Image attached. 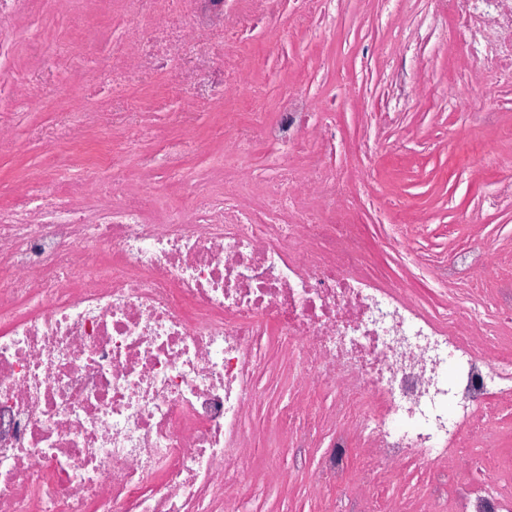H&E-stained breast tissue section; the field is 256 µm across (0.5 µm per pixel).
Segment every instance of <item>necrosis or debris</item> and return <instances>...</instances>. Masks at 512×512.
<instances>
[{"label": "necrosis or debris", "instance_id": "necrosis-or-debris-1", "mask_svg": "<svg viewBox=\"0 0 512 512\" xmlns=\"http://www.w3.org/2000/svg\"><path fill=\"white\" fill-rule=\"evenodd\" d=\"M117 2L140 22L88 80L166 76L196 105L239 99L262 64L243 50L256 35L277 48L336 23V0ZM394 2L378 46L389 77L341 161L333 100L290 85L277 112L225 123L223 179L192 182L172 206L109 179L152 138L153 100L57 113L53 138L97 129L103 148L77 179L38 173L0 208V512H248L242 473L260 444L247 420L267 395L271 344L286 365L263 445L287 442L299 463L318 452L315 498L408 512L394 486L414 466L427 512H512L495 451L512 413V250L470 240L427 255L428 227L412 219L378 241L362 230L364 213L400 208L376 178L380 134L416 98L431 42L462 50L478 76L442 100L512 139L474 101L481 84L512 90V0ZM259 145L272 169L248 166ZM471 154L498 175L488 207L512 210V154ZM394 246L432 308L378 262Z\"/></svg>", "mask_w": 512, "mask_h": 512}]
</instances>
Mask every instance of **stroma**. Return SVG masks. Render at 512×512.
Wrapping results in <instances>:
<instances>
[{
  "mask_svg": "<svg viewBox=\"0 0 512 512\" xmlns=\"http://www.w3.org/2000/svg\"><path fill=\"white\" fill-rule=\"evenodd\" d=\"M385 18L381 0H343L334 29H313L290 40L287 59L267 65L251 77L267 111H275L283 86L300 81L308 84L316 97L329 95L337 73L343 71L354 78L355 89L338 105L342 129L350 139L362 133L364 116L359 100L378 96L381 73L373 67L360 70L359 59L371 41L381 35ZM135 22V16L115 15L112 0H93L78 17L50 11L45 0H31L28 12L15 18L11 25L12 56L0 70V83H12L37 65L48 73L57 96L50 103L32 100L21 112L10 99L0 98V116L13 125L9 141L0 146V206L8 205L13 190L21 188L31 175L52 170L59 159H67L73 173H80V160L89 152L85 134L71 135L53 145L44 143L39 135L40 130L52 125L56 112L70 98L90 95L86 76L59 69L45 59L43 45L80 47L92 55L96 52L95 34ZM302 56L310 59V68L299 66ZM468 74L460 56L450 54L445 46L431 44L430 61L417 75L418 103L402 115L399 127L388 135L400 149L386 151L378 162L382 187L404 197L411 216L428 221V233L420 244L429 253L451 250L456 241L467 238L494 249H512V214L491 211L480 224L455 221L458 212L476 207L481 196L495 187L493 173L479 170L471 158L456 150V141L467 129L466 115L452 104L441 102L437 93L440 84ZM90 97L97 111L103 113L111 111L113 101L129 97L150 98L162 104L164 114L154 137L139 143L135 152L120 160L128 183L139 191L150 193L163 188L172 201H180L183 184H165L163 172L147 165L148 159L161 150L170 152L171 163L185 174L215 179L223 175L224 145L212 137L213 130L224 124L223 104L214 103L188 135L168 119L181 104L169 99L165 81L134 78ZM244 478L263 487L249 505L251 512H322V503L307 492L306 470L295 469L288 447L277 448L274 458L252 459Z\"/></svg>",
  "mask_w": 512,
  "mask_h": 512,
  "instance_id": "stroma-1",
  "label": "stroma"
}]
</instances>
